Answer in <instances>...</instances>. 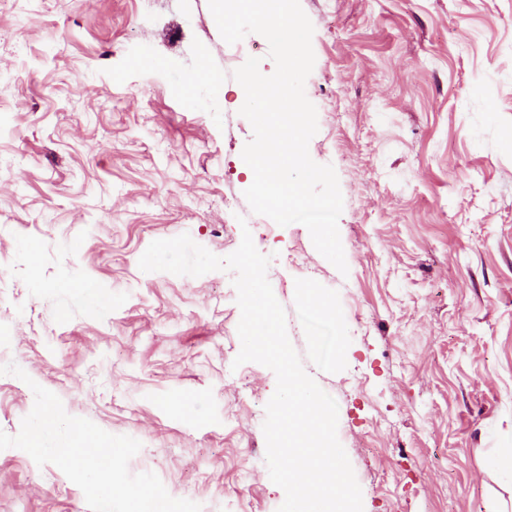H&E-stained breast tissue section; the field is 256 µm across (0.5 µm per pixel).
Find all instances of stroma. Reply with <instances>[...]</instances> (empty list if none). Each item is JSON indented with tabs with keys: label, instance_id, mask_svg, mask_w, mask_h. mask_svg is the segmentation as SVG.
<instances>
[{
	"label": "stroma",
	"instance_id": "stroma-1",
	"mask_svg": "<svg viewBox=\"0 0 512 512\" xmlns=\"http://www.w3.org/2000/svg\"><path fill=\"white\" fill-rule=\"evenodd\" d=\"M305 83L332 165L347 273L299 223L251 211L229 44L208 0H0V430L31 383L142 444L201 512H278L262 425L274 373L235 365L230 271L144 273L182 234L225 257L250 230L306 372L338 405L364 512H512V0H300ZM154 65L141 66L143 57ZM224 94L187 108L199 65ZM39 249L31 270L20 242ZM93 281L99 300L56 292ZM334 294L337 319L301 292ZM190 416H183L182 406ZM0 512H90L54 464L0 450Z\"/></svg>",
	"mask_w": 512,
	"mask_h": 512
}]
</instances>
